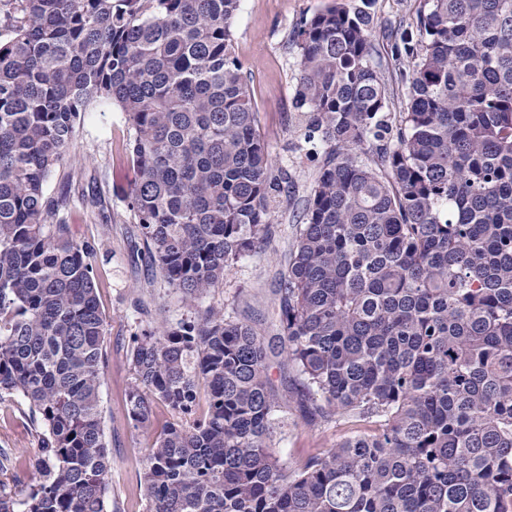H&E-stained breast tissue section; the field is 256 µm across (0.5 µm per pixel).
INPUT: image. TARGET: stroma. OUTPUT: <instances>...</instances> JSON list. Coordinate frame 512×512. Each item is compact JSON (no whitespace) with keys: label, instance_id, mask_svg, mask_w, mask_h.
Segmentation results:
<instances>
[{"label":"stroma","instance_id":"1","mask_svg":"<svg viewBox=\"0 0 512 512\" xmlns=\"http://www.w3.org/2000/svg\"><path fill=\"white\" fill-rule=\"evenodd\" d=\"M330 0H242L234 22V51L247 78L259 131L277 166L288 173V190L272 207V237L264 250L239 260L224 273L220 288L195 304L152 276L140 228L129 208L134 179L131 133L121 109L95 102L82 113L75 139L49 177L46 194L65 198L60 212L71 234L91 248L99 308L106 324L108 364L100 392L105 438L111 457L108 493L110 512H143L140 479L154 434L172 419L164 402H155L152 429L133 428L126 397L133 383L127 361L132 337L161 321L190 319L209 307L223 309L247 321L273 343L276 334V294L284 258L295 231L304 221L305 204L326 159L319 137L305 138L307 117L292 103L300 78V51L293 41L299 22L324 9ZM423 0H375L377 26L374 64L387 84L388 115L397 119L405 96L388 58L387 36L399 22H412ZM268 374L280 397L285 427L275 451L291 466L333 447L354 431L351 419L327 422L303 414L298 405L297 376L279 357L269 359ZM40 426L18 397L0 401V448L10 455L9 475L20 477L18 496H25L36 472Z\"/></svg>","mask_w":512,"mask_h":512}]
</instances>
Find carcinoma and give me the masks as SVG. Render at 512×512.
<instances>
[{"mask_svg": "<svg viewBox=\"0 0 512 512\" xmlns=\"http://www.w3.org/2000/svg\"><path fill=\"white\" fill-rule=\"evenodd\" d=\"M0 41V400L43 460L0 512H107V363L88 245L46 196L81 112L133 131L129 208L153 273L194 302L260 252L283 170L234 53L241 0H7ZM375 0L300 21L294 107L329 152L276 288L284 362L314 411L372 425L288 466L264 341L213 308L132 339L146 512H512V0H423L391 32ZM423 0H376L373 6L377 26L373 33V42L376 47L374 65L383 75L387 84L390 104L388 117L395 125L398 112H403L405 107L404 90L396 79L394 68L388 58L387 36L391 27H394L400 20L406 23L412 22Z\"/></svg>", "mask_w": 512, "mask_h": 512, "instance_id": "cac0c4a2", "label": "carcinoma"}]
</instances>
